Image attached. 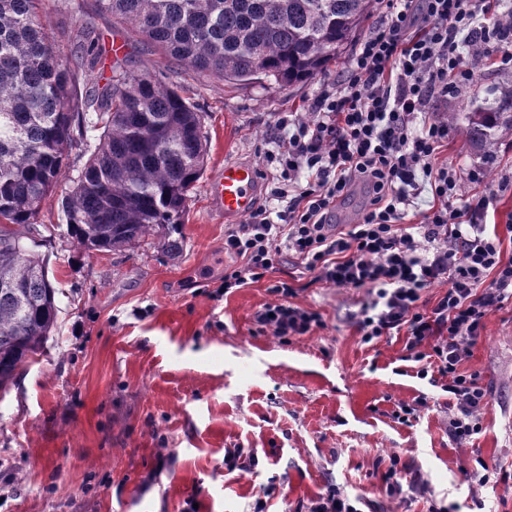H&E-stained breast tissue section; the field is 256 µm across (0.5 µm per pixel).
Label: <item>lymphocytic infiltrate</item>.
I'll list each match as a JSON object with an SVG mask.
<instances>
[{"instance_id": "obj_1", "label": "lymphocytic infiltrate", "mask_w": 512, "mask_h": 512, "mask_svg": "<svg viewBox=\"0 0 512 512\" xmlns=\"http://www.w3.org/2000/svg\"><path fill=\"white\" fill-rule=\"evenodd\" d=\"M489 0H388L381 21L359 42L347 76L326 85L307 121L279 119L271 159L273 194L282 207L258 206L248 223L224 235V252L240 263L224 271L225 288L256 282L283 253L295 255L314 282L363 288L368 299L353 318L361 343L401 331L417 375L437 373L453 412L456 444L482 429L488 391L464 371L488 315L512 299V257L505 240L483 224L488 196L449 208L461 177L436 156L448 126L434 117L451 88L470 83L463 50L512 46V32L480 20ZM369 193L359 221L334 224L336 204L354 185ZM432 201L418 224L406 223L422 193ZM441 287L435 301L429 288ZM276 301L257 311L260 329L280 340L323 328L321 315L296 303L297 288L274 286Z\"/></svg>"}]
</instances>
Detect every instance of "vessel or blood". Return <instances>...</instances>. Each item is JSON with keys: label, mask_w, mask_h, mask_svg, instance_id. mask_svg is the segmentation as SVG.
I'll return each mask as SVG.
<instances>
[{"label": "vessel or blood", "mask_w": 512, "mask_h": 512, "mask_svg": "<svg viewBox=\"0 0 512 512\" xmlns=\"http://www.w3.org/2000/svg\"><path fill=\"white\" fill-rule=\"evenodd\" d=\"M259 192V179L253 166L246 162H226L212 181L210 196L225 218H237L249 212Z\"/></svg>", "instance_id": "1"}]
</instances>
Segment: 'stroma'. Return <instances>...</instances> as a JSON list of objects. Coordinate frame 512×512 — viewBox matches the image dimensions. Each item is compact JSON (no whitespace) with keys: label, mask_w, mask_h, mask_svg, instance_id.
Returning a JSON list of instances; mask_svg holds the SVG:
<instances>
[{"label":"stroma","mask_w":512,"mask_h":512,"mask_svg":"<svg viewBox=\"0 0 512 512\" xmlns=\"http://www.w3.org/2000/svg\"><path fill=\"white\" fill-rule=\"evenodd\" d=\"M82 13L120 43L128 69L169 83L204 117L207 155L191 190L179 257L146 239L125 252L88 254L67 234L59 194L37 218L59 291L57 329L37 360L0 391V512H301L336 487L373 512H512V494L463 472L486 461L512 474V300L492 312L463 368L489 391L483 429L467 447L448 437V398L417 377L403 335L361 344L351 323L362 288L313 283L285 257L260 281L225 289L231 222L213 207L210 180L225 162L252 164L258 204L274 206L268 161L278 118L305 120L325 81L345 74V49L326 75L292 87L265 78L232 85L214 77L176 79L173 66L80 0ZM472 84L451 91L444 112H464L512 83L500 55L469 58ZM441 163L463 177L460 194H489L483 221L512 225V136L485 161L456 126ZM324 328L280 342L254 321L278 282ZM427 400L416 408L417 400ZM413 406L396 418L400 404ZM251 448L250 468L227 470L225 451ZM430 487L390 497L381 476L391 454Z\"/></svg>","instance_id":"1"}]
</instances>
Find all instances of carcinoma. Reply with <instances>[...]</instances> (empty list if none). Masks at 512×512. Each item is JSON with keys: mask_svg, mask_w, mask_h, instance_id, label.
I'll return each instance as SVG.
<instances>
[{"mask_svg": "<svg viewBox=\"0 0 512 512\" xmlns=\"http://www.w3.org/2000/svg\"><path fill=\"white\" fill-rule=\"evenodd\" d=\"M190 78L294 86L329 70L376 0H96ZM72 17L69 48L42 22L47 6ZM75 0H0V389L40 354L57 327V289L38 251L37 217L61 189L67 233L87 252H123L148 237L173 257L188 193L204 166L203 117L126 60L104 77L101 34ZM464 118L472 148L492 156L512 133V85ZM98 132L70 183L74 146ZM28 229L23 233L16 230Z\"/></svg>", "mask_w": 512, "mask_h": 512, "instance_id": "obj_1", "label": "carcinoma"}]
</instances>
